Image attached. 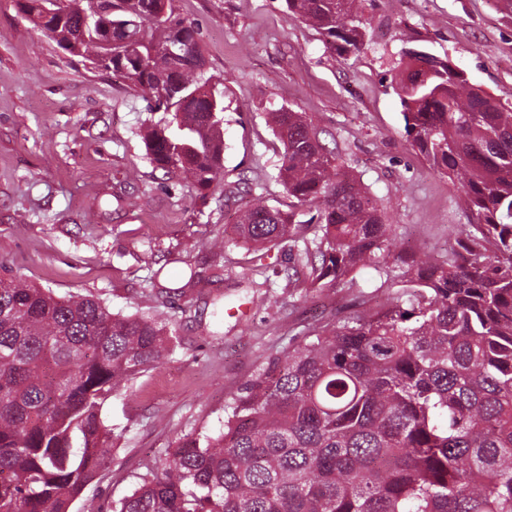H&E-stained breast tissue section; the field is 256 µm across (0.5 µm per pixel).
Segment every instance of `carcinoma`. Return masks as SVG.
Returning <instances> with one entry per match:
<instances>
[{
	"mask_svg": "<svg viewBox=\"0 0 512 512\" xmlns=\"http://www.w3.org/2000/svg\"><path fill=\"white\" fill-rule=\"evenodd\" d=\"M16 2L168 115L142 134L155 167L199 191L223 179L224 79L207 74L173 0H112L81 38L73 0L48 20L47 0ZM286 4L331 48L369 46L362 0ZM109 29L136 55L107 59ZM170 44L183 47L175 62ZM395 81L412 147L459 186L455 248L392 252L395 224L305 115L270 112L288 209L255 195L215 248L284 244L297 257L288 279L305 288H344L371 265L395 291L267 358L225 402L224 431L183 436L112 512H512V109L422 50L402 52ZM178 344L172 319L0 274V512H71L110 473L104 403Z\"/></svg>",
	"mask_w": 512,
	"mask_h": 512,
	"instance_id": "carcinoma-1",
	"label": "carcinoma"
}]
</instances>
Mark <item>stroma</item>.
<instances>
[{
    "label": "stroma",
    "instance_id": "35a3bbf8",
    "mask_svg": "<svg viewBox=\"0 0 512 512\" xmlns=\"http://www.w3.org/2000/svg\"><path fill=\"white\" fill-rule=\"evenodd\" d=\"M201 33L210 73L224 78V182L206 192L150 163L141 139L147 113L122 77L65 54L0 0V265L58 296L92 293L113 312L174 319L181 344L157 368L114 393L102 409L113 440L112 474L86 497L112 502L188 433H219L224 402L271 355L328 315L387 296L372 267L353 287L303 289L288 281L287 248L265 250L264 270L244 274L253 252L209 243L252 202L224 201V183L247 179L268 205L283 147L271 107L306 113L323 144L380 200L397 247L445 255L464 223L460 192L415 151L393 77L401 52L446 57L501 103L512 105V18L490 0H364L370 46L338 53L284 0H174ZM223 261L225 281L176 295L191 271ZM271 281L253 301L252 285ZM173 289L144 301L148 285ZM223 296L224 311L212 300Z\"/></svg>",
    "mask_w": 512,
    "mask_h": 512
}]
</instances>
